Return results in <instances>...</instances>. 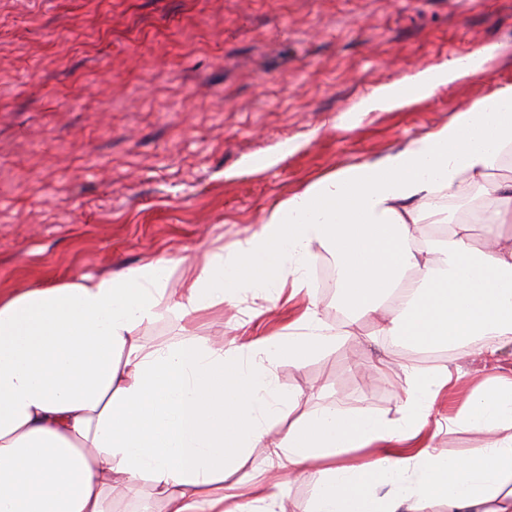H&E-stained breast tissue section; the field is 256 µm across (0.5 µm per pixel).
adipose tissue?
<instances>
[{
	"instance_id": "adipose-tissue-1",
	"label": "adipose tissue",
	"mask_w": 512,
	"mask_h": 512,
	"mask_svg": "<svg viewBox=\"0 0 512 512\" xmlns=\"http://www.w3.org/2000/svg\"><path fill=\"white\" fill-rule=\"evenodd\" d=\"M484 53L377 88L362 112L392 111L481 71ZM512 147V86L458 111L448 126L374 163L340 168L264 210L257 231L184 276L151 259L107 276L0 292V512H112L149 481L165 512H284L282 487L321 475L309 512H512V381L476 388L448 424L494 434L479 453H434L430 426L445 371L405 366L400 422L325 407L289 427L270 455L274 477L252 479L231 503L224 479L261 440L267 419L297 404L271 368L300 365L338 335L314 307L288 338L250 359L216 343L154 349L138 328L170 310L223 307L247 288L303 290L314 246L330 252L347 323L388 306L383 336L406 348L474 347L494 355L512 336V179L491 171ZM470 198L490 237L471 242L447 200ZM450 224L420 245L415 224Z\"/></svg>"
}]
</instances>
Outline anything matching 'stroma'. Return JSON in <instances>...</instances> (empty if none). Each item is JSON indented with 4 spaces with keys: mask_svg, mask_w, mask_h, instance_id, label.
<instances>
[{
    "mask_svg": "<svg viewBox=\"0 0 512 512\" xmlns=\"http://www.w3.org/2000/svg\"><path fill=\"white\" fill-rule=\"evenodd\" d=\"M487 51L483 74L392 112L357 106L379 86ZM512 85V0H0V290L107 275L174 258L175 277L232 251L263 208L336 169L382 159ZM315 303L249 291L223 313L166 312L144 345L193 336L247 351ZM485 358L437 357L457 380L435 409L512 379V337ZM385 373H372L380 356ZM414 359L373 319L272 383L300 393L267 421L236 479L270 470L268 450L303 413L335 402L402 417ZM489 435L434 431L436 452L472 454Z\"/></svg>",
    "mask_w": 512,
    "mask_h": 512,
    "instance_id": "1",
    "label": "stroma"
}]
</instances>
